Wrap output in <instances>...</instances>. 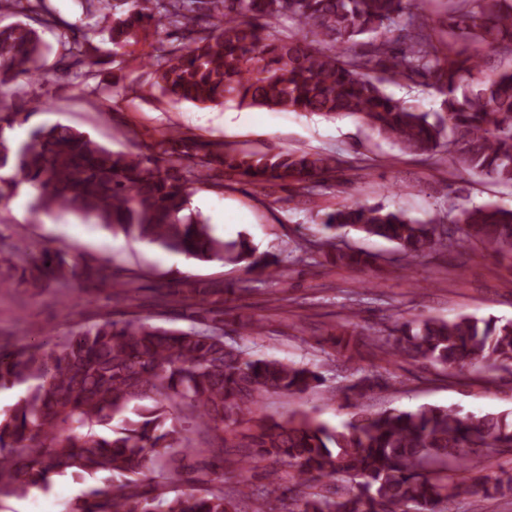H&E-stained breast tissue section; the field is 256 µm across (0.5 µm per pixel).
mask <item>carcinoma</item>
I'll use <instances>...</instances> for the list:
<instances>
[{
    "instance_id": "1",
    "label": "carcinoma",
    "mask_w": 512,
    "mask_h": 512,
    "mask_svg": "<svg viewBox=\"0 0 512 512\" xmlns=\"http://www.w3.org/2000/svg\"><path fill=\"white\" fill-rule=\"evenodd\" d=\"M21 17L0 28V86L40 76L41 30L56 32L72 67H92L86 33L61 18L49 0H3ZM451 17L456 39L438 48L427 18L410 0H85L112 16V56L150 35L154 86L177 102L266 107L347 115L379 138L421 155L446 152L464 172L512 184V69L484 70L464 44L479 42L512 57V0H462ZM286 18L294 29L277 30ZM368 46L364 53L356 47ZM424 86L442 97L438 112L393 98L386 84ZM33 113H0V201L26 192L36 213L72 211L122 233L199 261L241 265L277 275L279 260L246 234L226 242L192 207L195 184L240 179L288 185L310 194L346 160L319 152L268 154L222 142L186 139L170 130L157 152H114L89 133L39 125L23 140L5 131ZM331 233L325 257L372 267L377 256L335 248L352 230L394 245L409 265L427 251L481 244L512 253V209L493 202L421 222L400 210L354 200L324 214ZM19 258L37 287L111 285L133 299L112 262L76 259L21 238L0 254V268ZM240 289L222 281L179 280L159 293L178 303L189 329L109 313L65 336L0 345V389L25 387L0 412V501L45 490L56 475L102 485L66 512H276L260 500H291L281 512H449L457 497L512 496V473L472 482L462 474L498 448L512 449V413L462 415L452 407L370 411L363 400L377 374L341 389L348 421L331 426L306 413H262L271 395H301L324 384L315 366L255 358L224 336L231 320L245 332L263 325L227 318ZM352 310L331 327L337 352L356 348ZM386 357L423 362L450 375L476 370L512 376V321L460 316L394 321ZM263 468L267 484L224 486V465ZM150 470L154 477L141 475ZM346 476L351 487L336 485Z\"/></svg>"
}]
</instances>
